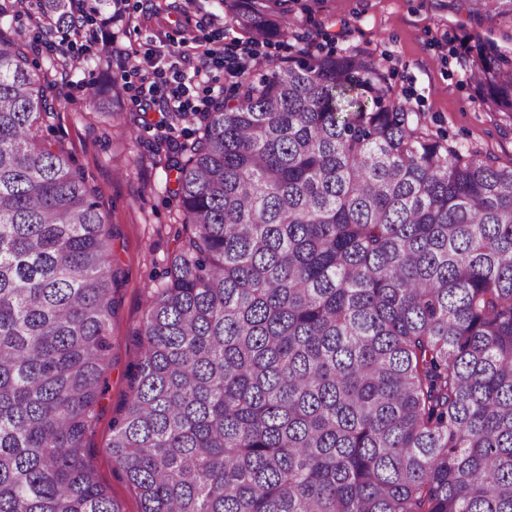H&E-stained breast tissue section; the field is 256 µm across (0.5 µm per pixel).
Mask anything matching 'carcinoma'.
<instances>
[{
	"label": "carcinoma",
	"instance_id": "carcinoma-1",
	"mask_svg": "<svg viewBox=\"0 0 512 512\" xmlns=\"http://www.w3.org/2000/svg\"><path fill=\"white\" fill-rule=\"evenodd\" d=\"M75 2L38 0L46 36ZM291 2L222 0L264 39ZM474 71L512 112V61ZM57 86L0 27V512H121L86 448L112 225L39 135ZM165 122L194 127L165 155L185 236L108 446L139 512H512V167L427 133L355 52Z\"/></svg>",
	"mask_w": 512,
	"mask_h": 512
}]
</instances>
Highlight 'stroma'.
<instances>
[{"instance_id": "stroma-1", "label": "stroma", "mask_w": 512, "mask_h": 512, "mask_svg": "<svg viewBox=\"0 0 512 512\" xmlns=\"http://www.w3.org/2000/svg\"><path fill=\"white\" fill-rule=\"evenodd\" d=\"M35 3L26 0L15 7L8 22L39 71L62 66L56 77L64 81L66 96L43 123L42 134L61 145L96 188L113 234L110 366L87 445L107 493L122 512H138L139 503L107 446L112 421L131 394L129 374L141 355L135 335L146 298L178 246L180 226L173 184L154 155L163 135L153 128L128 127L137 114L156 109L140 94L134 65H149L160 51H180L181 70L192 81V102L201 109L208 97L224 94L242 74L261 73L267 64L300 49L314 54L361 51L380 61L393 93L418 112L433 136L508 168L512 112L487 108L488 89L474 77L473 61L480 53L511 58L512 25L469 15L457 0H295L293 28L307 34V44L291 37L250 43L231 24L220 0H125L121 17L110 22L97 18L79 32L48 39ZM108 37L124 52L128 68L109 67L103 59L102 41ZM210 41L249 43L251 56L243 64L226 56L211 59L209 81H195L199 54ZM105 79L125 87L113 115L96 110L89 100Z\"/></svg>"}]
</instances>
